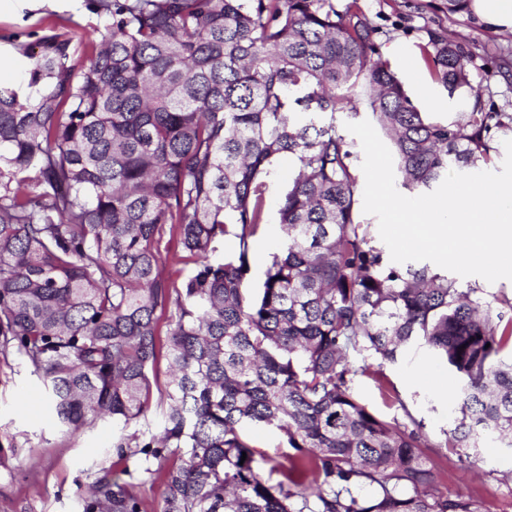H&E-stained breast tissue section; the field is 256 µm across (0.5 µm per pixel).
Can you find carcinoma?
<instances>
[{
  "label": "carcinoma",
  "instance_id": "obj_1",
  "mask_svg": "<svg viewBox=\"0 0 512 512\" xmlns=\"http://www.w3.org/2000/svg\"><path fill=\"white\" fill-rule=\"evenodd\" d=\"M96 11L108 22L85 62L46 36L26 84L0 87V353L27 364L65 430L111 418L112 453L162 480L161 512H480L435 488L420 433L370 412L353 382L369 359L426 347L463 379L435 447L475 454L491 432L512 448V316L384 256L336 115L365 104L410 189L487 161L512 116L478 102L448 120L420 111L358 0ZM420 53L449 95H469L465 45L437 35ZM283 158L286 238L253 291ZM174 242L191 265L179 280L160 272ZM153 405L161 430L126 433ZM262 426L300 467L255 470L246 430ZM83 512L144 508L104 470Z\"/></svg>",
  "mask_w": 512,
  "mask_h": 512
}]
</instances>
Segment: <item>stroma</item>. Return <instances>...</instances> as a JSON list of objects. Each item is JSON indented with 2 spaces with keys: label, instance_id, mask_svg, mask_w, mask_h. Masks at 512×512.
Segmentation results:
<instances>
[{
  "label": "stroma",
  "instance_id": "stroma-1",
  "mask_svg": "<svg viewBox=\"0 0 512 512\" xmlns=\"http://www.w3.org/2000/svg\"><path fill=\"white\" fill-rule=\"evenodd\" d=\"M445 0H359L379 28L382 56L405 81L420 111L443 120L481 102L485 111L512 115V60L501 63V49L512 50V34H498L470 14H449ZM96 0H0V85L13 88L26 77L28 53L50 29L81 35L103 25ZM470 47L475 98L449 97L431 77L419 47L431 34ZM459 376L426 349H410L397 363L356 375L360 401L385 420L413 416L422 426L425 450L438 489L477 500L482 512H512V449L485 435L477 455L459 456L439 440L454 426V394ZM254 466L267 475L272 465H290L294 454L274 428L250 430ZM109 469L130 470L131 490L145 512H160L161 480L142 471L137 459L112 453V423L105 420L71 435L60 430L40 381L15 355H0V512H83L82 493Z\"/></svg>",
  "mask_w": 512,
  "mask_h": 512
}]
</instances>
